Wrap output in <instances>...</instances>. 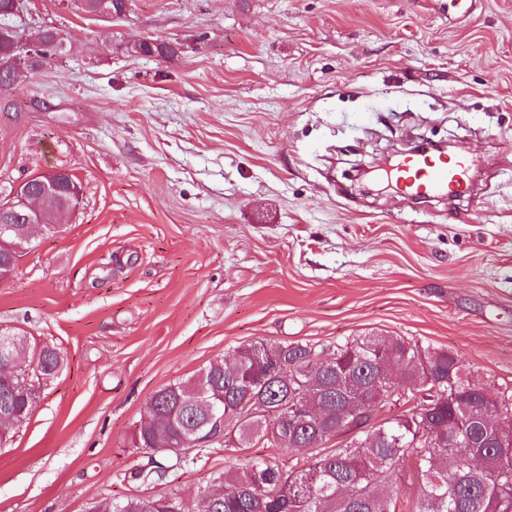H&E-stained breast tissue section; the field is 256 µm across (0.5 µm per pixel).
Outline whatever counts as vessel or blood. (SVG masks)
<instances>
[{
    "instance_id": "vessel-or-blood-1",
    "label": "vessel or blood",
    "mask_w": 512,
    "mask_h": 512,
    "mask_svg": "<svg viewBox=\"0 0 512 512\" xmlns=\"http://www.w3.org/2000/svg\"><path fill=\"white\" fill-rule=\"evenodd\" d=\"M468 170L466 155L448 159L416 149L404 155L386 177L410 198L443 193L452 196L466 190Z\"/></svg>"
}]
</instances>
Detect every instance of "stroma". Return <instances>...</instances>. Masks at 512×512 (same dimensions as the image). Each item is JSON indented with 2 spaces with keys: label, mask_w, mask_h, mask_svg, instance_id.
Wrapping results in <instances>:
<instances>
[{
  "label": "stroma",
  "mask_w": 512,
  "mask_h": 512,
  "mask_svg": "<svg viewBox=\"0 0 512 512\" xmlns=\"http://www.w3.org/2000/svg\"><path fill=\"white\" fill-rule=\"evenodd\" d=\"M29 7L0 24L67 48L0 93V187L63 170L81 201L0 283V329L66 359L0 441V512L172 492L190 510L226 468L301 467L254 441L130 477L151 394L257 342L402 336L512 397V0L465 19L448 0ZM139 39L182 52L129 54ZM425 140L469 154L474 194L361 191L358 166ZM101 1L102 0H79L80 5L78 8L82 10L83 13L91 16L105 15L111 18H120L126 14L129 6L132 5V0H109L107 7H109L110 10L105 11L102 8Z\"/></svg>",
  "instance_id": "35a3bbf8"
}]
</instances>
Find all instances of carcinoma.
Returning <instances> with one entry per match:
<instances>
[{
    "label": "carcinoma",
    "mask_w": 512,
    "mask_h": 512,
    "mask_svg": "<svg viewBox=\"0 0 512 512\" xmlns=\"http://www.w3.org/2000/svg\"><path fill=\"white\" fill-rule=\"evenodd\" d=\"M132 0H79L91 16L120 18ZM0 34V90L13 85L15 67L7 37ZM34 58L58 50L61 37L52 28L30 34ZM130 54L148 52L173 58L177 42L153 40ZM62 199L45 216L57 220L69 195L64 177ZM30 383L0 380V407L16 412V421L32 412L36 393L64 364L52 346L35 353ZM410 403L400 415L380 419L378 411L392 401ZM243 405L253 410L235 432L224 433V447L251 440L279 449L312 448L306 463L286 471L273 460H261L242 472L226 469L219 476L223 493L203 492L197 512H395L394 477L414 459L416 493L413 512H512V449L489 426L506 401L474 384L463 361L452 353L422 347L401 336H364L320 351L299 343H255L239 348L234 361L216 358L192 381L154 392L132 437L148 455L149 473L161 478L167 450L154 447L165 438L178 445L202 434L197 426L206 413L224 414ZM459 431L464 446L448 443ZM341 435L345 444L328 452L323 444ZM112 512H182L176 493L151 499L128 497L112 503Z\"/></svg>",
    "instance_id": "obj_1"
}]
</instances>
